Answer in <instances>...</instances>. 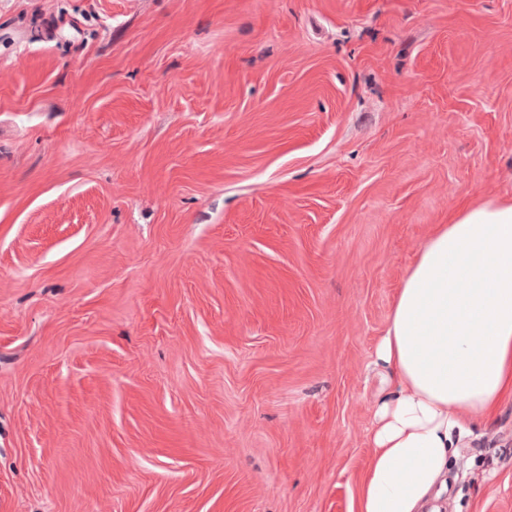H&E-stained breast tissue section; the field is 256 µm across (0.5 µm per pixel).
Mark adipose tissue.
Instances as JSON below:
<instances>
[{
  "label": "adipose tissue",
  "instance_id": "obj_1",
  "mask_svg": "<svg viewBox=\"0 0 512 512\" xmlns=\"http://www.w3.org/2000/svg\"><path fill=\"white\" fill-rule=\"evenodd\" d=\"M376 361L392 391L374 411L358 512H418L473 419L512 401V201L461 209L427 239Z\"/></svg>",
  "mask_w": 512,
  "mask_h": 512
}]
</instances>
